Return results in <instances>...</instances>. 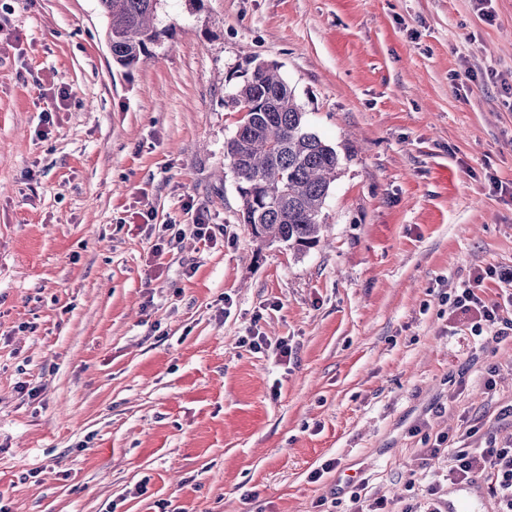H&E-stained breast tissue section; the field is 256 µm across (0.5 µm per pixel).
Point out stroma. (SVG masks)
Here are the masks:
<instances>
[{"label":"stroma","instance_id":"obj_1","mask_svg":"<svg viewBox=\"0 0 512 512\" xmlns=\"http://www.w3.org/2000/svg\"><path fill=\"white\" fill-rule=\"evenodd\" d=\"M493 8L164 0L128 72L98 0H0V504L402 512L437 438L512 442V334L450 309L512 267V0ZM252 59L341 158L329 242L299 257L255 240L224 163ZM200 208L215 244L155 254Z\"/></svg>","mask_w":512,"mask_h":512}]
</instances>
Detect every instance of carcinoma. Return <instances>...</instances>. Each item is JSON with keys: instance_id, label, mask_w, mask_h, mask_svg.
<instances>
[{"instance_id": "cac0c4a2", "label": "carcinoma", "mask_w": 512, "mask_h": 512, "mask_svg": "<svg viewBox=\"0 0 512 512\" xmlns=\"http://www.w3.org/2000/svg\"><path fill=\"white\" fill-rule=\"evenodd\" d=\"M99 2L117 65L130 70L154 56L153 47L167 34L159 18L163 0ZM231 103L244 117L224 142V161L238 182L243 221L260 242L284 243L303 255L321 241L340 156L309 130L306 112L275 63L256 62Z\"/></svg>"}]
</instances>
